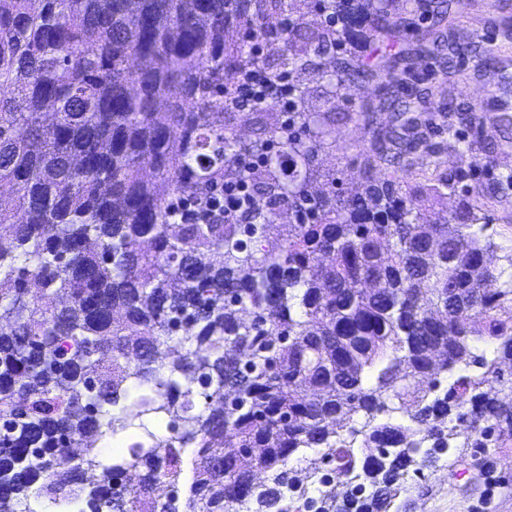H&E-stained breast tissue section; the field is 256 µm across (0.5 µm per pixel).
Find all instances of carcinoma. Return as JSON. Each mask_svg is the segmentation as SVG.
I'll return each mask as SVG.
<instances>
[{
    "label": "carcinoma",
    "instance_id": "carcinoma-1",
    "mask_svg": "<svg viewBox=\"0 0 512 512\" xmlns=\"http://www.w3.org/2000/svg\"><path fill=\"white\" fill-rule=\"evenodd\" d=\"M304 0H0V512L34 485L52 503L88 491L90 512H389L409 468L448 450V418L475 436L512 426V279L486 261L487 189L468 171L428 184L367 179L351 196L312 191L324 123L294 86L288 124L238 146L235 77L261 61L252 40L269 14L295 25L268 45L273 74L389 34L382 0H317L340 24L307 30ZM231 28L242 31L227 41ZM449 74L460 49L419 39ZM336 58L334 95L374 78ZM423 79L385 75L396 112L375 140L378 162L421 149L405 117ZM448 134L481 117L450 101ZM262 157L244 167L245 157ZM247 180L258 191L242 224L171 216L178 197ZM461 191L456 210L423 221V202ZM288 204L283 236L266 199ZM28 265L15 266L17 250ZM189 344L163 360L170 342ZM496 343L492 355L477 343ZM479 372L447 385L430 375ZM190 377L224 405L191 412ZM118 416L109 408L129 388ZM408 424L381 421L390 405ZM164 415L171 436L110 466L87 448L65 471L55 458L88 432ZM193 480L183 488V454ZM305 479L289 466L309 448ZM130 468L135 484L116 490ZM323 487L308 496L307 482Z\"/></svg>",
    "mask_w": 512,
    "mask_h": 512
}]
</instances>
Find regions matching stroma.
Wrapping results in <instances>:
<instances>
[{
	"label": "stroma",
	"instance_id": "1",
	"mask_svg": "<svg viewBox=\"0 0 512 512\" xmlns=\"http://www.w3.org/2000/svg\"><path fill=\"white\" fill-rule=\"evenodd\" d=\"M450 35L464 52L457 60L456 76L448 79L432 75V59L417 53L410 36H392L395 50L413 69L429 74L430 95L418 104V114L439 123L442 103L454 99L473 109L491 91L512 111V0H468L462 12L453 14ZM295 81L306 93L308 111L327 117L330 135L314 161L317 187L330 195H348L367 177H389L390 169L368 165L373 138L385 134L394 120L393 113L380 105L381 80L349 85L342 97H334L329 68L318 58ZM436 141V156L417 151L404 157L398 171L403 181L420 183L421 171L435 163L445 172L460 166L469 169L487 185L495 184L498 174L512 172V126L497 125L495 113H486L482 124L463 129L460 138L440 134ZM496 186L497 197L486 209L495 243L489 257L492 266L505 269L512 265V186ZM495 439L490 448L451 447L423 473L409 474L390 512H512V434L499 432Z\"/></svg>",
	"mask_w": 512,
	"mask_h": 512
}]
</instances>
